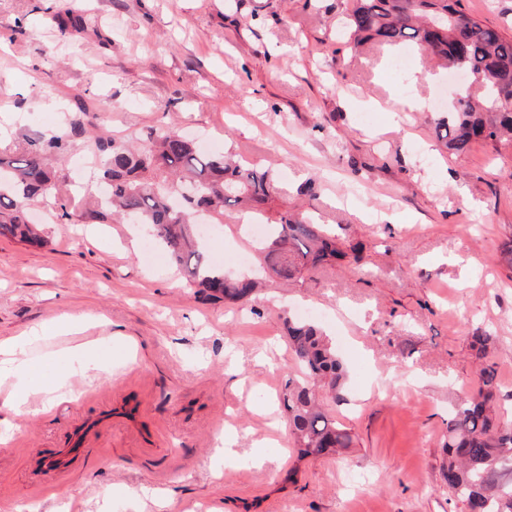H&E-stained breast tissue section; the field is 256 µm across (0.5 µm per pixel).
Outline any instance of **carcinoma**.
<instances>
[{"instance_id": "obj_1", "label": "carcinoma", "mask_w": 512, "mask_h": 512, "mask_svg": "<svg viewBox=\"0 0 512 512\" xmlns=\"http://www.w3.org/2000/svg\"><path fill=\"white\" fill-rule=\"evenodd\" d=\"M58 42L66 45L83 30L76 0H63ZM340 35L354 45L375 41L397 49L413 44L446 67L463 68L472 76L458 105L433 118L438 139L448 151L466 153L473 142L512 144V37L462 10L461 0H356ZM49 134H37L21 150H0V236L30 243L43 241L28 217L29 201L40 197L67 204L88 223L122 218L142 224L162 243L172 264L207 299L240 302L257 282L234 279L213 265L206 244L197 235V212L206 210L211 223H224L228 206L245 205L261 214V205L277 190L269 171L240 163L224 153L200 150L173 128L150 133L138 148L99 136L95 145L101 164L96 178L107 201L89 196L72 203L65 175L46 165L49 156L65 165L85 133L83 116ZM276 236L263 248L264 262L280 278L291 281L342 257L336 233L293 212L280 215ZM288 347L300 374L287 375L281 402L299 457L319 458L353 445L350 430L331 416L325 401L340 399L345 378L342 361L326 334L315 324L284 317ZM471 345L483 360L476 390L448 411V491L466 512H512V421L497 410L501 386L497 363L489 359L494 336L477 327Z\"/></svg>"}]
</instances>
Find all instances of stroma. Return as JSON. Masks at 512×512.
<instances>
[{
  "mask_svg": "<svg viewBox=\"0 0 512 512\" xmlns=\"http://www.w3.org/2000/svg\"><path fill=\"white\" fill-rule=\"evenodd\" d=\"M59 0H0V147L79 107L116 137L178 127L271 170L264 224L291 209L334 226L354 257L286 283L237 210L207 238L225 274L260 278L246 305L206 302L141 225L84 224L43 202L36 246L0 237V340L31 339L68 373L18 415L0 390V512H465L443 479L450 406L475 382L471 324L496 338L512 420V146L445 150L430 120L445 85L394 121L388 49L336 36L351 0H82L56 45ZM307 308L346 368L332 413L353 448L299 459L278 398L296 362L282 317ZM84 323L54 335L62 320ZM92 342L101 378L62 350ZM259 454L225 466L216 438Z\"/></svg>",
  "mask_w": 512,
  "mask_h": 512,
  "instance_id": "obj_1",
  "label": "stroma"
}]
</instances>
